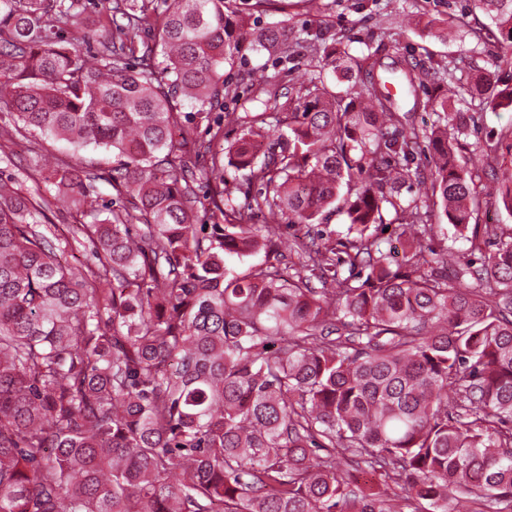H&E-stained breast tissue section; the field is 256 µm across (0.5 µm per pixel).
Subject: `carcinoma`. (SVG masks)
<instances>
[{
	"mask_svg": "<svg viewBox=\"0 0 512 512\" xmlns=\"http://www.w3.org/2000/svg\"><path fill=\"white\" fill-rule=\"evenodd\" d=\"M471 2L503 38L476 95L512 104V0ZM86 11L0 0V133L72 150L32 189L0 171V512H512V225L472 223L490 191L461 163L457 68L405 57L380 80L382 46L256 30L236 0ZM245 43L329 66L275 112L216 113ZM427 78L441 112L420 128L398 99ZM499 140L507 155L481 149L511 214V126ZM422 142L432 193L404 199ZM89 149L118 165L95 172ZM97 180L116 197L96 204ZM54 207L82 219L71 236L43 221ZM336 209L345 232L297 241L285 271L282 226ZM439 210L464 253L428 244ZM86 246L84 271L62 261Z\"/></svg>",
	"mask_w": 512,
	"mask_h": 512,
	"instance_id": "obj_1",
	"label": "carcinoma"
}]
</instances>
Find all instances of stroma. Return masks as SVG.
Here are the masks:
<instances>
[{"instance_id": "obj_1", "label": "stroma", "mask_w": 512, "mask_h": 512, "mask_svg": "<svg viewBox=\"0 0 512 512\" xmlns=\"http://www.w3.org/2000/svg\"><path fill=\"white\" fill-rule=\"evenodd\" d=\"M320 12L310 11L304 0H275L272 7L254 10L244 4L252 22L259 25L282 23L289 35L320 29L327 35L347 36L351 54H360L365 44L400 42L406 54L417 59L433 56L434 60L460 68L471 76L490 69L500 52L497 29L481 15L466 12V0H322ZM266 65L275 74L279 92L285 93L306 79L311 61L298 57L281 62L275 57L257 54L250 46H242L225 76L230 92L224 98L228 112H260L266 107L257 99L251 86L252 68ZM469 116L468 142L496 141L500 130L512 124V106L496 110L475 104L464 105ZM65 142L40 139L37 153L25 148L0 149V169L26 180L33 167L52 168L67 158Z\"/></svg>"}]
</instances>
